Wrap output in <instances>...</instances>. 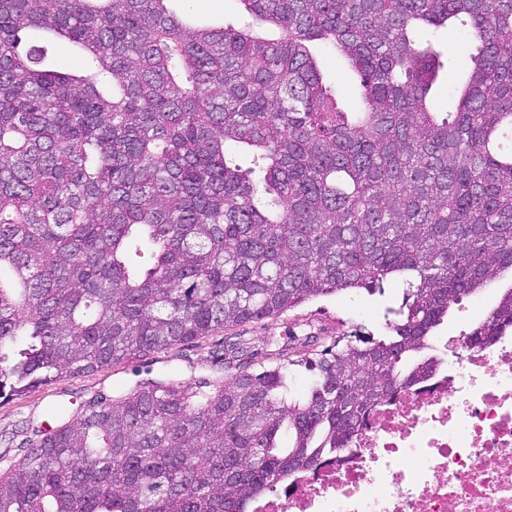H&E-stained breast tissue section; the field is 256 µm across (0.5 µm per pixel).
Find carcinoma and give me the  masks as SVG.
Returning a JSON list of instances; mask_svg holds the SVG:
<instances>
[{
  "label": "carcinoma",
  "instance_id": "carcinoma-1",
  "mask_svg": "<svg viewBox=\"0 0 512 512\" xmlns=\"http://www.w3.org/2000/svg\"><path fill=\"white\" fill-rule=\"evenodd\" d=\"M167 0H0V398L403 284L386 332L337 344L294 388L277 354L209 390L148 379L62 407L0 470V512H247L433 372L451 304L512 271V0H241L192 28ZM476 44L433 112L448 21ZM37 28L80 69L19 51ZM360 76L348 111L311 52ZM512 331V287L469 332Z\"/></svg>",
  "mask_w": 512,
  "mask_h": 512
}]
</instances>
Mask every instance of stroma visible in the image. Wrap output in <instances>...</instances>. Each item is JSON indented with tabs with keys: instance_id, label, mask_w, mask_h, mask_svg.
<instances>
[{
	"instance_id": "stroma-1",
	"label": "stroma",
	"mask_w": 512,
	"mask_h": 512,
	"mask_svg": "<svg viewBox=\"0 0 512 512\" xmlns=\"http://www.w3.org/2000/svg\"><path fill=\"white\" fill-rule=\"evenodd\" d=\"M168 8L188 26L240 27L248 13L242 0H196L194 11H185L182 0H170ZM414 40L418 46H432L440 54L441 68L433 85V109L447 111L449 96L460 82L467 67L462 34L451 28L417 30ZM324 81L337 86L349 106L359 103L357 78L344 58L336 52L315 47ZM512 286V277L504 276L489 288L470 296V303L480 308L479 314L468 315L461 305L452 306L448 321L440 335L453 336L459 330H469L482 322L497 302L501 289ZM403 285L390 279L384 282L381 293H350L322 297L286 312L281 317L252 323L245 327L244 336L250 344L254 366L270 364L276 353L283 352L297 365L292 372L296 387H303L309 377L304 360H318L336 337L365 333L382 334L388 307L402 297ZM224 331L149 354L145 359L131 360L76 377L58 379L52 384L26 395L0 401V469L17 464L27 452L26 441L46 418L52 406H70L71 402L103 393L120 397L129 393L140 380L141 373L158 379L174 375L176 380L195 385L205 381L212 385L230 379L232 372L224 364Z\"/></svg>"
}]
</instances>
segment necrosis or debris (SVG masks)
<instances>
[{
  "mask_svg": "<svg viewBox=\"0 0 512 512\" xmlns=\"http://www.w3.org/2000/svg\"><path fill=\"white\" fill-rule=\"evenodd\" d=\"M437 336L436 371L253 512H512V332Z\"/></svg>",
  "mask_w": 512,
  "mask_h": 512,
  "instance_id": "4bbe7bcc",
  "label": "necrosis or debris"
}]
</instances>
